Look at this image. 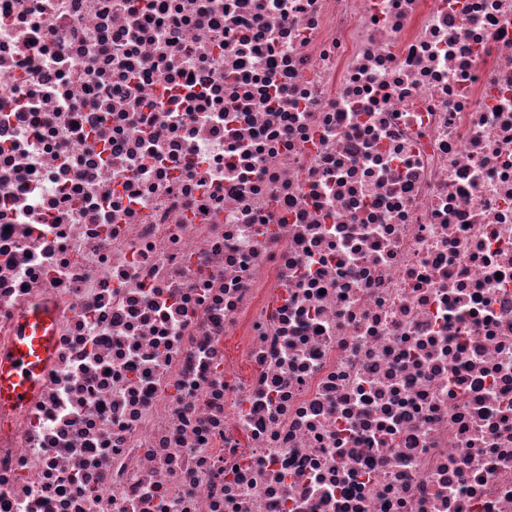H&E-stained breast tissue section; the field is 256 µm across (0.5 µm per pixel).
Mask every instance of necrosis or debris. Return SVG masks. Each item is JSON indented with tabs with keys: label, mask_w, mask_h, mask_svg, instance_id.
Segmentation results:
<instances>
[{
	"label": "necrosis or debris",
	"mask_w": 512,
	"mask_h": 512,
	"mask_svg": "<svg viewBox=\"0 0 512 512\" xmlns=\"http://www.w3.org/2000/svg\"><path fill=\"white\" fill-rule=\"evenodd\" d=\"M0 512H512V0H0ZM50 324L47 307L33 304L16 341L0 350V399L30 402L48 362Z\"/></svg>",
	"instance_id": "necrosis-or-debris-1"
}]
</instances>
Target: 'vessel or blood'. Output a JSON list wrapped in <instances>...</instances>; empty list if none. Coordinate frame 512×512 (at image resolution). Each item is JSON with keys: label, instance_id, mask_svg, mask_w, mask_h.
I'll list each match as a JSON object with an SVG mask.
<instances>
[{"label": "vessel or blood", "instance_id": "1", "mask_svg": "<svg viewBox=\"0 0 512 512\" xmlns=\"http://www.w3.org/2000/svg\"><path fill=\"white\" fill-rule=\"evenodd\" d=\"M50 324L47 307L33 304L16 341L0 350V399L30 402L48 362Z\"/></svg>", "mask_w": 512, "mask_h": 512}]
</instances>
